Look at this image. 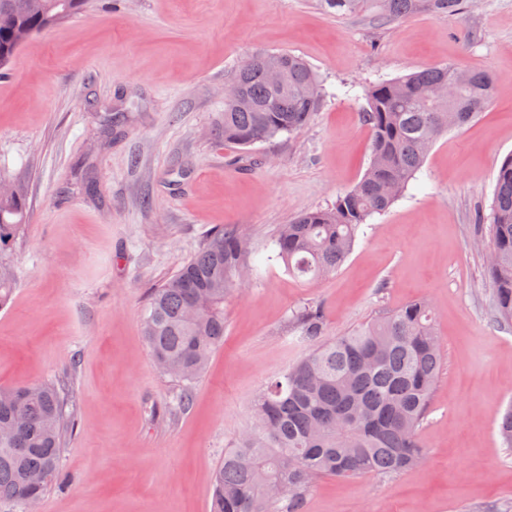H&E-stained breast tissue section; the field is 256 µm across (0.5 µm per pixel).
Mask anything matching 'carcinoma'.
I'll list each match as a JSON object with an SVG mask.
<instances>
[{
  "label": "carcinoma",
  "mask_w": 512,
  "mask_h": 512,
  "mask_svg": "<svg viewBox=\"0 0 512 512\" xmlns=\"http://www.w3.org/2000/svg\"><path fill=\"white\" fill-rule=\"evenodd\" d=\"M69 0H0V76L33 36L57 25ZM329 16L372 14L397 24L420 13L454 15L463 0H318ZM230 78L246 106L224 99V143L242 147L304 130L323 101L321 84L301 57L255 51ZM278 67L282 82L270 81ZM498 79L480 68L450 63L382 81L365 89L360 117L371 134V160L351 188L325 209L281 225L276 257L298 279L339 270L361 227L386 213L405 193L436 142L459 130L493 102ZM27 222L24 196L0 191V252ZM475 224L488 239L485 269L493 285L492 311L512 326V154L500 163L490 213ZM251 271L248 239L220 227L203 248L152 289L142 331L157 365L180 380L173 414L188 409L193 385L224 345V299ZM13 280L0 270V309L12 300ZM296 340L308 348L254 396L251 419L214 469L210 512H301L311 484L323 476L391 477L424 457L419 437L442 367L441 339L431 307L411 301L352 332L325 335V316L307 305L293 314ZM67 402L53 384L0 389V505L26 512L63 481L60 456ZM499 434L512 448V403L499 413ZM279 483L271 502L266 488Z\"/></svg>",
  "instance_id": "carcinoma-1"
}]
</instances>
